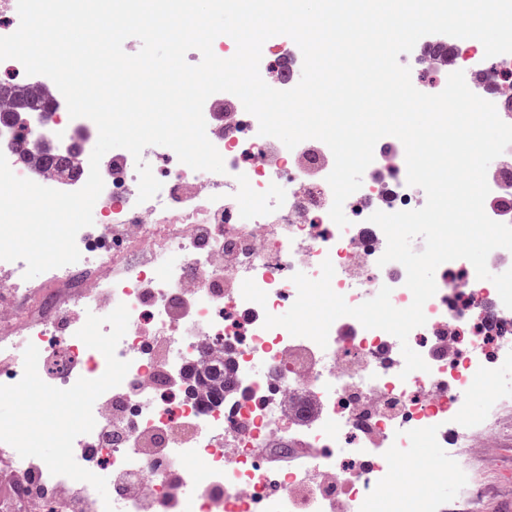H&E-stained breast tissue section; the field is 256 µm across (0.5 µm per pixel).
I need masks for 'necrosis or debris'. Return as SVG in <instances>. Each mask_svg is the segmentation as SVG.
Segmentation results:
<instances>
[{
  "label": "necrosis or debris",
  "mask_w": 512,
  "mask_h": 512,
  "mask_svg": "<svg viewBox=\"0 0 512 512\" xmlns=\"http://www.w3.org/2000/svg\"><path fill=\"white\" fill-rule=\"evenodd\" d=\"M302 62L296 43L266 41L259 72L272 88L290 87L286 61ZM411 80L426 94L441 92L427 74L466 72L473 92L491 90L499 117L512 113V56L489 62L482 45L462 41L449 51L420 48ZM206 134L224 159V173L189 166L169 169L171 148L146 152L159 193L138 200L133 157L101 168L104 188L93 223L76 236L80 259L45 271L40 282L24 279V261H0V360L24 372V351H39L38 373L67 389L78 379L99 378L104 355L77 336L88 314L106 315L107 304L126 305L127 331L116 355L129 364L122 383L94 403L96 425L73 444L76 462L94 474L110 473L114 491L102 500L82 484L81 505L66 495L68 477L51 475L36 457H15L17 471L31 472L38 489L25 512H441L421 486L394 479L421 438L447 449L433 464L438 480L460 477L464 496L478 480L463 451L476 435L461 416L473 377H491V407L512 396V379L496 374L512 360V309L495 285L478 279L467 260L443 263L437 291L424 305L427 321L409 338L428 371L404 373L398 339L343 316L331 326L327 347L286 329L264 328L266 314L292 306L295 273L321 275L331 260L333 290L348 305L374 298L382 286L391 303L410 306L405 267L379 265L387 245L370 217L422 208L424 190L407 182L405 149L381 138L361 188L343 206L349 220L330 218L333 192L329 147L308 139L294 149L259 133L257 118L239 98L219 113L223 93L211 95ZM489 178L484 209L512 225V146ZM120 239L118 249L94 239ZM253 279L265 304L244 299L239 282ZM184 299L188 318L172 314ZM220 356L229 375L224 399L198 390L192 373ZM309 448L298 470L268 467L261 449Z\"/></svg>",
  "instance_id": "4bbe7bcc"
}]
</instances>
